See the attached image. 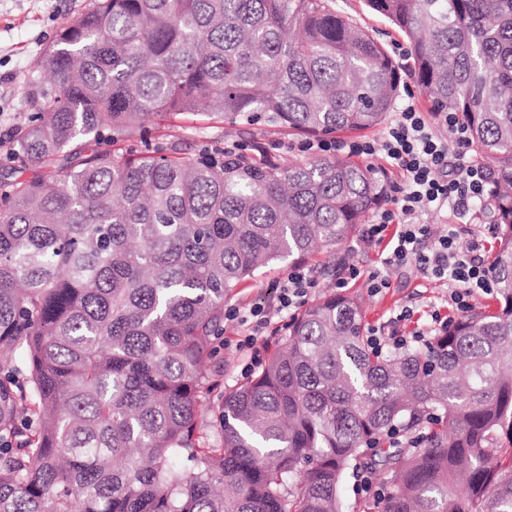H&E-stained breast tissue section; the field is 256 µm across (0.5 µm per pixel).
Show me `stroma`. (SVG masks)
Here are the masks:
<instances>
[{"instance_id":"stroma-1","label":"stroma","mask_w":512,"mask_h":512,"mask_svg":"<svg viewBox=\"0 0 512 512\" xmlns=\"http://www.w3.org/2000/svg\"><path fill=\"white\" fill-rule=\"evenodd\" d=\"M342 10L374 30L397 64H404L410 51L407 39L388 21L369 10L364 0H337ZM87 0H0V183L28 172L29 166L12 155L14 135L29 112L34 109L29 79L65 25L75 22L84 12ZM152 142L190 154L198 147L224 144V125L220 122L190 119L171 129L159 128L151 134ZM347 255L364 270H373L376 256L364 253L357 234H350L334 251L315 255L307 267L318 278L321 293L335 290L332 270L340 256ZM285 264H273L234 290L225 307L248 310L261 304L274 305L276 285L288 274ZM348 292L359 298L367 325L377 326L400 313L403 307L414 311L401 330L410 331L423 324L428 313L437 310L448 315L446 290L422 279L416 268H404L391 277V285L380 295H371L363 282L349 285Z\"/></svg>"}]
</instances>
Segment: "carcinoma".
<instances>
[{
    "label": "carcinoma",
    "instance_id": "obj_1",
    "mask_svg": "<svg viewBox=\"0 0 512 512\" xmlns=\"http://www.w3.org/2000/svg\"><path fill=\"white\" fill-rule=\"evenodd\" d=\"M368 5L492 161L496 308L386 356L329 294L222 389L224 299L340 244L383 185L336 155L131 139L180 115L367 131L399 67L336 0H89L47 51L56 91L30 79L13 151L36 172L0 199V512H346L361 468L376 512H512V0Z\"/></svg>",
    "mask_w": 512,
    "mask_h": 512
}]
</instances>
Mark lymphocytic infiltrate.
<instances>
[{"instance_id": "1", "label": "lymphocytic infiltrate", "mask_w": 512, "mask_h": 512, "mask_svg": "<svg viewBox=\"0 0 512 512\" xmlns=\"http://www.w3.org/2000/svg\"><path fill=\"white\" fill-rule=\"evenodd\" d=\"M438 125L454 130L456 152H449L447 143L435 133ZM470 144L468 128L455 113L428 115L411 105L402 108L379 140H317L301 144V152L315 155L381 157L399 170L403 180L361 228L363 249L377 252L378 267L365 273L357 264H343L337 287H347L363 277L369 292L376 295L388 288L391 271L413 264L426 281L447 286L452 308L460 312L470 309L473 297L486 291L493 280V267L485 259L483 245L467 225H448L434 237L428 225L419 221L422 214L431 210L445 206L465 210L474 202L489 200L491 175L484 165L467 155ZM316 285L309 271L298 266L282 281L276 310L261 306L245 312L225 310V318L244 329L240 348H255L274 312L299 310Z\"/></svg>"}]
</instances>
